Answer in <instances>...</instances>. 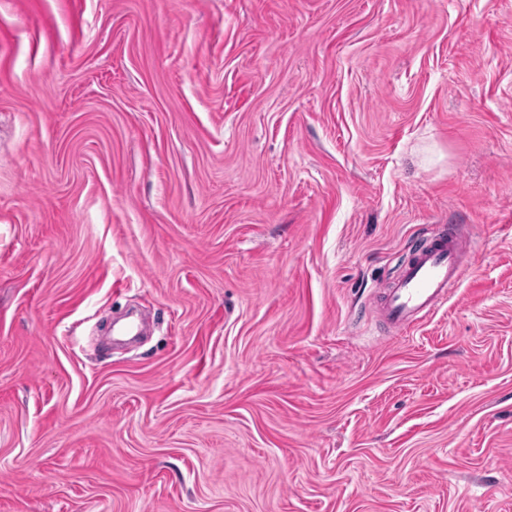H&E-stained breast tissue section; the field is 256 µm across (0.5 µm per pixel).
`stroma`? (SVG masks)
<instances>
[{"label": "stroma", "instance_id": "35a3bbf8", "mask_svg": "<svg viewBox=\"0 0 512 512\" xmlns=\"http://www.w3.org/2000/svg\"><path fill=\"white\" fill-rule=\"evenodd\" d=\"M0 512H512V0H0ZM469 248L448 224L447 230L423 237L409 252L379 299L380 313L396 334L419 324L448 302V295L465 276L462 256Z\"/></svg>", "mask_w": 512, "mask_h": 512}]
</instances>
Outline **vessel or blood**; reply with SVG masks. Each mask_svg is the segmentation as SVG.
I'll use <instances>...</instances> for the list:
<instances>
[{"instance_id":"b4317fda","label":"vessel or blood","mask_w":512,"mask_h":512,"mask_svg":"<svg viewBox=\"0 0 512 512\" xmlns=\"http://www.w3.org/2000/svg\"><path fill=\"white\" fill-rule=\"evenodd\" d=\"M468 249L457 229L450 228L422 238L410 251L379 299L380 313L396 333L414 327L447 303L465 276L462 257Z\"/></svg>"}]
</instances>
